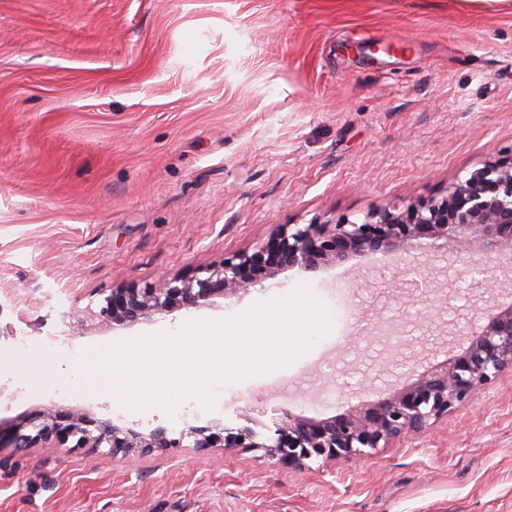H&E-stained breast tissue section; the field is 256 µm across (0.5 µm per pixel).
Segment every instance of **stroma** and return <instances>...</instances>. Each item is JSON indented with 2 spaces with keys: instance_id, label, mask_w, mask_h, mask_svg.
<instances>
[{
  "instance_id": "1",
  "label": "stroma",
  "mask_w": 512,
  "mask_h": 512,
  "mask_svg": "<svg viewBox=\"0 0 512 512\" xmlns=\"http://www.w3.org/2000/svg\"><path fill=\"white\" fill-rule=\"evenodd\" d=\"M376 43L370 59L357 44ZM512 153V0H0V420L101 408L72 348L220 320L308 285L333 328L288 367L216 387L199 420L315 419L456 354L489 295L455 257L412 295L369 255L213 307L111 328L112 289L191 276L280 224L357 220ZM84 314L72 326L69 313ZM31 338L44 380L13 371ZM0 512H512V371L427 431L298 470L260 448L0 451Z\"/></svg>"
}]
</instances>
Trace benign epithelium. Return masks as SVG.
I'll return each mask as SVG.
<instances>
[{"label":"benign epithelium","instance_id":"1","mask_svg":"<svg viewBox=\"0 0 512 512\" xmlns=\"http://www.w3.org/2000/svg\"><path fill=\"white\" fill-rule=\"evenodd\" d=\"M464 249L472 270L484 257L512 259V155L491 159L441 194L403 208L382 207L359 222L281 224L267 240L224 258L202 275L163 279L143 288H114L100 308L102 323L129 327L175 309L213 306L216 300L264 290L286 270L315 273L367 255L399 259L418 252L448 254ZM418 286L430 292L439 269L412 268ZM478 324L466 347L382 397L326 419L274 410V430L227 428L218 420L189 425L172 437L164 427L148 433L120 426L84 410L50 405L0 422L1 448H110L126 454L139 448H263L299 469L311 461L365 457L410 433H420L493 386L512 370V304L491 298L472 317Z\"/></svg>","mask_w":512,"mask_h":512}]
</instances>
